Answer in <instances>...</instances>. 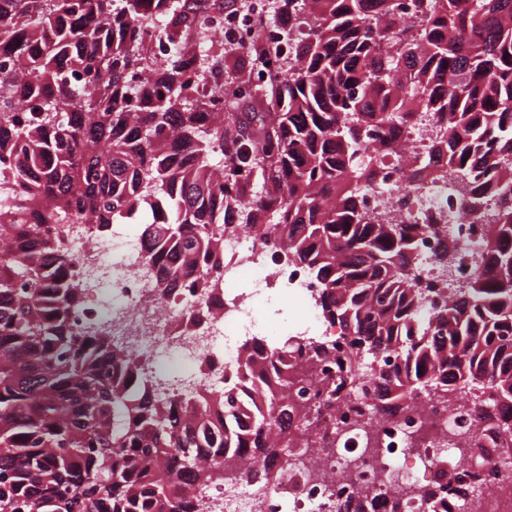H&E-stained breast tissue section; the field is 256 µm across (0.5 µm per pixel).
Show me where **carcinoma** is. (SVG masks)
I'll return each mask as SVG.
<instances>
[{
	"label": "carcinoma",
	"mask_w": 512,
	"mask_h": 512,
	"mask_svg": "<svg viewBox=\"0 0 512 512\" xmlns=\"http://www.w3.org/2000/svg\"><path fill=\"white\" fill-rule=\"evenodd\" d=\"M291 65L253 88L224 68V0H0V163L22 183L21 224H1L0 512H197L178 474L208 487L236 461L271 478L310 447L296 413L304 357L328 361L319 404L368 401L366 423L425 398L465 402L489 425L490 460L512 425V0H277ZM281 47H245L250 69ZM224 102L261 112L226 114ZM449 134L408 157L410 183L441 164L481 227L457 288L424 284L419 245L438 224L368 215L374 158L420 113ZM139 224L148 287L218 297L232 224L277 242L320 281L316 336L254 337L224 391L188 397L99 325L65 233L42 224Z\"/></svg>",
	"instance_id": "1"
}]
</instances>
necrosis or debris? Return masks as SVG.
I'll return each instance as SVG.
<instances>
[{"label": "necrosis or debris", "instance_id": "4bbe7bcc", "mask_svg": "<svg viewBox=\"0 0 512 512\" xmlns=\"http://www.w3.org/2000/svg\"><path fill=\"white\" fill-rule=\"evenodd\" d=\"M385 178L364 191L360 200L371 212L387 211L392 220L408 224H441L449 239L467 252L477 249L471 221L461 206V185L455 176L439 173L409 185L399 159L383 160ZM66 244L75 257L90 299L74 310L75 324L94 321L108 326L112 338L124 342L152 365L159 384L189 392L224 387V369L237 364L238 349L254 330L253 297L295 298L318 322L313 305L320 284L299 264L276 249L256 245L253 235L239 230L224 234L223 306L204 312L202 299L186 295L174 303H157L140 268L145 249L140 234L125 225L96 229L77 224L67 229ZM246 283L237 292L236 283ZM364 401L352 396L333 414L312 420L318 446L291 465L277 470L274 483L253 478L240 465L235 479L218 482L196 494L199 512H408L406 495L419 480L434 476L441 455L454 457L459 476L486 480L489 494L479 500L448 495V512H512V458L502 456L476 466L465 437L481 427L471 407H450L437 401L418 404L373 427L363 426Z\"/></svg>", "mask_w": 512, "mask_h": 512}]
</instances>
